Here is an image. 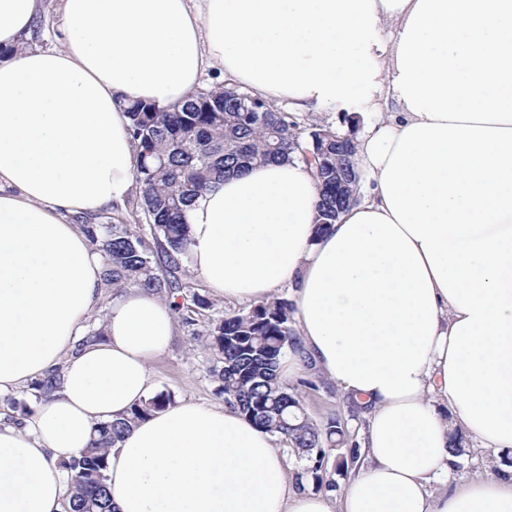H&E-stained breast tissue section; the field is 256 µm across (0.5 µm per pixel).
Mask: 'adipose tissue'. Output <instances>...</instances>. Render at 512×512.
Masks as SVG:
<instances>
[{"mask_svg":"<svg viewBox=\"0 0 512 512\" xmlns=\"http://www.w3.org/2000/svg\"><path fill=\"white\" fill-rule=\"evenodd\" d=\"M44 0H0V394L62 367L23 425H0V512H64L61 459L156 392L175 335L129 288L76 349L100 258L71 218L122 200L123 104L182 103L205 69L311 113L395 110L358 137L362 199L316 232V182L257 164L185 212V262L211 293L293 290L303 357L365 410L341 499L296 491L273 437L179 400L112 450L116 512H512V478L451 484L455 428L512 449V0H58V43L28 41ZM439 492H431V485Z\"/></svg>","mask_w":512,"mask_h":512,"instance_id":"obj_1","label":"adipose tissue"}]
</instances>
